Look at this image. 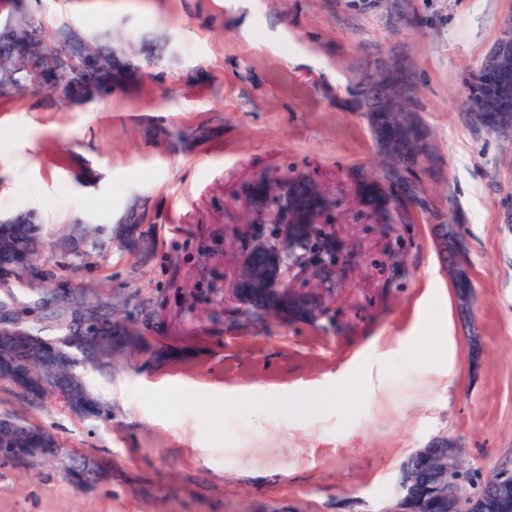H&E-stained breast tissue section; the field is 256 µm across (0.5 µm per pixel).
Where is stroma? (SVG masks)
Listing matches in <instances>:
<instances>
[{
  "mask_svg": "<svg viewBox=\"0 0 512 512\" xmlns=\"http://www.w3.org/2000/svg\"><path fill=\"white\" fill-rule=\"evenodd\" d=\"M111 41L135 71L74 106L28 89L0 101V215L30 211L48 242L37 280L0 281V311L47 339L70 304L146 339L106 369L77 366L105 417L0 382V414L41 426L61 458L0 461V512H383L403 463L438 436L488 474L512 464V132L466 116L465 79L512 18V0H38ZM402 63L434 161L422 206L376 223L356 181L383 158L354 86ZM304 175L334 205L347 251L313 322L259 319L228 296L247 249L253 182ZM143 215L147 246L120 240ZM455 222L474 295L462 321L433 227ZM450 374L419 377L433 337ZM380 373L376 394L359 384ZM336 396L313 409L304 396ZM278 391L256 426L248 398ZM96 462L70 479L68 455Z\"/></svg>",
  "mask_w": 512,
  "mask_h": 512,
  "instance_id": "stroma-1",
  "label": "stroma"
}]
</instances>
